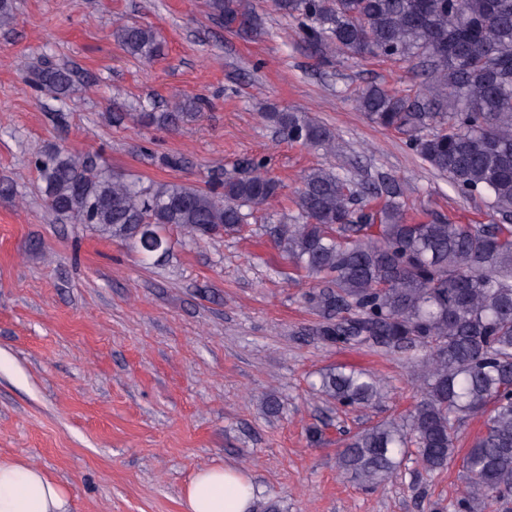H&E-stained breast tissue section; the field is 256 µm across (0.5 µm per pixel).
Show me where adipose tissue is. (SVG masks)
<instances>
[{"label": "adipose tissue", "instance_id": "adipose-tissue-1", "mask_svg": "<svg viewBox=\"0 0 512 512\" xmlns=\"http://www.w3.org/2000/svg\"><path fill=\"white\" fill-rule=\"evenodd\" d=\"M256 489L241 471L221 466L197 472L183 494L185 512H253ZM68 490L37 466L0 459V512H67Z\"/></svg>", "mask_w": 512, "mask_h": 512}]
</instances>
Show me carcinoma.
<instances>
[{"label": "carcinoma", "mask_w": 512, "mask_h": 512, "mask_svg": "<svg viewBox=\"0 0 512 512\" xmlns=\"http://www.w3.org/2000/svg\"><path fill=\"white\" fill-rule=\"evenodd\" d=\"M321 52L384 57L415 65L420 89L400 94L372 84L357 103L367 118L403 135L406 145L448 177L464 197L490 200V224L415 222L395 181L357 187L334 167L302 178L294 214L273 241L294 267L317 280L304 301L317 315L313 335L330 344L405 356L419 397L404 416L348 434L338 471L366 490L415 456L427 473L462 461L467 473L455 512H512V0H272ZM209 16L243 37L257 33L248 0H206ZM131 56L161 49L159 32L116 23ZM72 73L44 62L28 84L68 96ZM120 117L175 128L196 108ZM290 142L336 151V136L303 112L263 113ZM43 202L52 213L105 238L130 241L145 256L166 253L174 226L191 241L242 231L267 210L282 185L260 162L216 188L142 181L90 155L53 148L35 155ZM319 392L344 409L384 397L371 376L344 367L320 376ZM483 419L465 453L460 425Z\"/></svg>", "instance_id": "cac0c4a2"}]
</instances>
